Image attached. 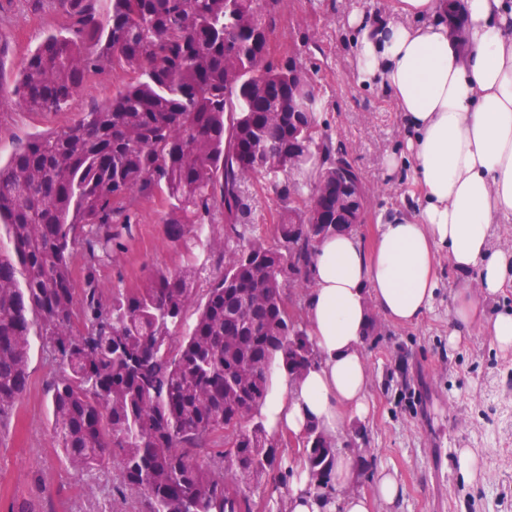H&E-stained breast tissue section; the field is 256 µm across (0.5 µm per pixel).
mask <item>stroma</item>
Here are the masks:
<instances>
[{
  "label": "stroma",
  "instance_id": "1",
  "mask_svg": "<svg viewBox=\"0 0 512 512\" xmlns=\"http://www.w3.org/2000/svg\"><path fill=\"white\" fill-rule=\"evenodd\" d=\"M390 0H280L272 40L275 57L297 53L312 74L320 104L317 122L333 146L345 151L369 190L364 224L357 233L372 247L379 217L412 212L418 193L406 169L388 170L385 159L403 153L408 135L390 97L360 85L353 76V38L348 16H384ZM62 14L47 8L32 14L18 0L0 5V39L9 52L0 62V88L10 89L30 50L57 27ZM114 71L87 84L67 111L42 115L0 107V159L8 160L30 135L77 119L93 102L127 82ZM256 232L277 245L274 226L283 204L264 183L248 187ZM156 202L138 204V224L126 249L102 268L108 290H131L159 269L193 265L198 294L223 269L222 255L201 244L185 253L159 222ZM477 286V273L461 275L449 263L439 269L434 306L411 326L376 316V340L362 352L370 371L371 414L347 421L337 438L341 452L362 441L375 469L391 471L400 485L393 507L372 512H512V353H501L480 329L462 330L448 344L451 295L462 283ZM29 386L15 417L0 426V512L13 502L36 498L40 512H147L145 498L113 492L114 468L78 471L54 448L47 395L55 370L39 346L28 355ZM470 449L481 468L461 474L459 449Z\"/></svg>",
  "mask_w": 512,
  "mask_h": 512
}]
</instances>
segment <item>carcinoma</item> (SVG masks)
Listing matches in <instances>:
<instances>
[{
	"label": "carcinoma",
	"mask_w": 512,
	"mask_h": 512,
	"mask_svg": "<svg viewBox=\"0 0 512 512\" xmlns=\"http://www.w3.org/2000/svg\"><path fill=\"white\" fill-rule=\"evenodd\" d=\"M260 2L24 0L32 12L58 6L65 23L27 57L15 103L64 112L107 70L131 78L0 163V425L27 389L35 339L59 367L53 447L78 470L116 461L115 489L144 494L149 512H254L229 480L287 484L276 437L261 420L242 422L259 416L272 367L299 378L319 363L272 275L291 266L298 287L312 286V225L284 210L275 234L291 253L271 247L243 187L261 179L286 204L307 194L303 170L316 184L353 165L326 136L301 147L293 170L283 164L288 104L302 101L315 128L319 99L288 86L290 58L269 51L277 13ZM153 199L187 251L207 224L235 235L198 306L187 270L103 295L100 269L125 249L135 203ZM228 426L233 445L205 464ZM336 454L337 442L309 426L300 462L314 490L333 482Z\"/></svg>",
	"instance_id": "obj_1"
}]
</instances>
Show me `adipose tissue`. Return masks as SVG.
Wrapping results in <instances>:
<instances>
[{
	"mask_svg": "<svg viewBox=\"0 0 512 512\" xmlns=\"http://www.w3.org/2000/svg\"><path fill=\"white\" fill-rule=\"evenodd\" d=\"M462 34L446 0H394L391 15L348 17L360 81L380 85L408 132L403 159L419 210L380 218L373 249L352 232L316 246L304 301L308 334L322 357L299 379L274 372L261 414L269 431L328 438L371 409L361 347L372 312L408 326L432 308L440 254L477 271L478 288L452 294L450 339L477 325L512 351V310L487 301L512 286V249L492 245L512 223V0H464Z\"/></svg>",
	"mask_w": 512,
	"mask_h": 512,
	"instance_id": "adipose-tissue-1",
	"label": "adipose tissue"
}]
</instances>
